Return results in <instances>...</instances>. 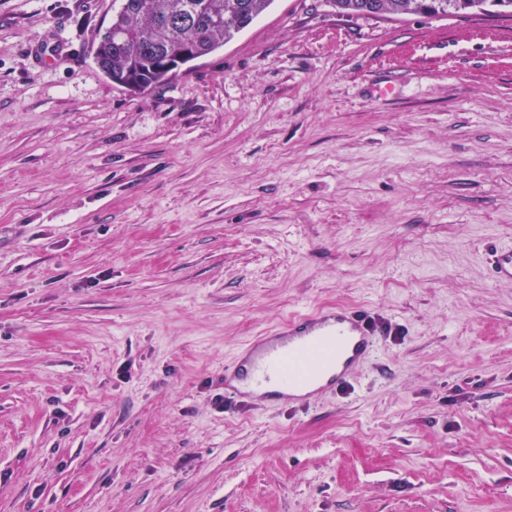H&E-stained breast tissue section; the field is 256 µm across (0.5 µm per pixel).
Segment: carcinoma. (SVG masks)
<instances>
[{"instance_id":"obj_1","label":"carcinoma","mask_w":512,"mask_h":512,"mask_svg":"<svg viewBox=\"0 0 512 512\" xmlns=\"http://www.w3.org/2000/svg\"><path fill=\"white\" fill-rule=\"evenodd\" d=\"M112 37H98L94 56L98 69L123 75L135 71L143 85L137 94L167 86L174 77L159 57L169 51L190 48L206 57L248 28L273 0H145L157 23H135L137 0H113ZM336 11L346 15H387L442 18L494 13L512 16V0H333Z\"/></svg>"}]
</instances>
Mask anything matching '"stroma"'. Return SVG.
Here are the masks:
<instances>
[{"label": "stroma", "instance_id": "1", "mask_svg": "<svg viewBox=\"0 0 512 512\" xmlns=\"http://www.w3.org/2000/svg\"><path fill=\"white\" fill-rule=\"evenodd\" d=\"M111 17L0 0V512H512V17L274 0L139 94ZM333 306L335 398H225ZM489 260L492 275L497 281H512V246L495 248ZM377 332L360 308L299 313L245 344L224 367V396L261 391L269 404L336 395L372 355ZM303 360L307 362L303 365ZM249 381V385L243 383Z\"/></svg>", "mask_w": 512, "mask_h": 512}]
</instances>
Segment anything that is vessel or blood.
Segmentation results:
<instances>
[{
    "mask_svg": "<svg viewBox=\"0 0 512 512\" xmlns=\"http://www.w3.org/2000/svg\"><path fill=\"white\" fill-rule=\"evenodd\" d=\"M493 277L512 281V246L494 249ZM376 330L366 310L317 309L253 338L224 368V394L260 393L267 402L312 404L348 385L372 355Z\"/></svg>",
    "mask_w": 512,
    "mask_h": 512,
    "instance_id": "b4317fda",
    "label": "vessel or blood"
}]
</instances>
